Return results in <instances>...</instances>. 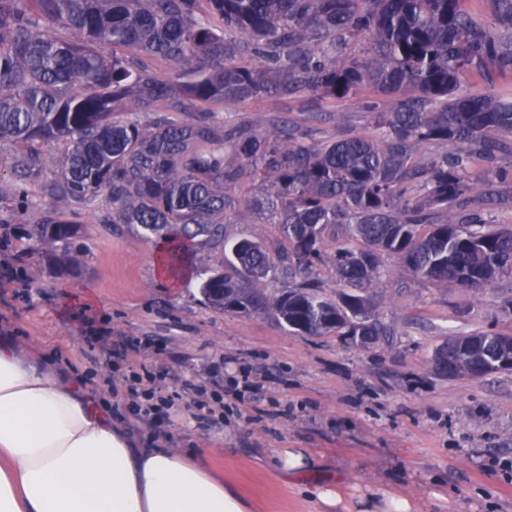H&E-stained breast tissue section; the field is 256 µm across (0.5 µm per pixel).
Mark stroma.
Segmentation results:
<instances>
[{"label": "stroma", "mask_w": 512, "mask_h": 512, "mask_svg": "<svg viewBox=\"0 0 512 512\" xmlns=\"http://www.w3.org/2000/svg\"><path fill=\"white\" fill-rule=\"evenodd\" d=\"M283 112L304 121L310 109L303 98L266 97L216 107L212 121L262 133ZM66 154L65 142L44 146V172L26 186L34 207L0 223L1 338L80 378L138 447L201 450L249 512H315L277 475L283 448L305 450L321 482L352 506L388 490L421 512H512V372L473 379L433 367L450 335H512V278L475 292L414 278L382 256L373 299L395 334L362 348L213 310L196 281L160 279L154 242L113 223L104 202L63 209L82 257L61 271L30 251L28 231ZM144 372L174 400L155 420L137 414L129 395ZM188 382L206 389L205 421L191 417Z\"/></svg>", "instance_id": "stroma-1"}]
</instances>
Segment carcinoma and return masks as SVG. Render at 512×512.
I'll list each match as a JSON object with an SVG mask.
<instances>
[{
  "label": "carcinoma",
  "mask_w": 512,
  "mask_h": 512,
  "mask_svg": "<svg viewBox=\"0 0 512 512\" xmlns=\"http://www.w3.org/2000/svg\"><path fill=\"white\" fill-rule=\"evenodd\" d=\"M465 2L0 0V142L17 147V184L0 189V211L32 204L23 184L41 175L42 146L65 140L32 250L78 264V228L57 208L102 200L112 223L154 238L172 270L192 265L198 238L222 249L224 268L199 272L211 308L375 344L393 334L362 295L380 279L379 253L466 288L512 275V230L485 218L486 205L509 201L498 183L512 180V93L495 92L512 71V0H486L492 26ZM359 39L368 48L357 54ZM470 75L489 91L462 89ZM367 89L388 96L364 101L380 137L322 142L286 115L263 134L168 116ZM242 207L276 225L277 258L258 236L224 237ZM321 267L341 288L335 299L318 289ZM279 274L288 285L271 298L265 285ZM435 353L450 377L512 371V336L493 331L450 336Z\"/></svg>",
  "instance_id": "obj_1"
}]
</instances>
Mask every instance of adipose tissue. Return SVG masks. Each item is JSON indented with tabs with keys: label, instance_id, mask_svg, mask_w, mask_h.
Segmentation results:
<instances>
[{
	"label": "adipose tissue",
	"instance_id": "obj_1",
	"mask_svg": "<svg viewBox=\"0 0 512 512\" xmlns=\"http://www.w3.org/2000/svg\"><path fill=\"white\" fill-rule=\"evenodd\" d=\"M283 475L304 482L316 512H344L338 489L309 484L299 449ZM0 512H248L193 455L139 448L81 380L0 342Z\"/></svg>",
	"mask_w": 512,
	"mask_h": 512
}]
</instances>
